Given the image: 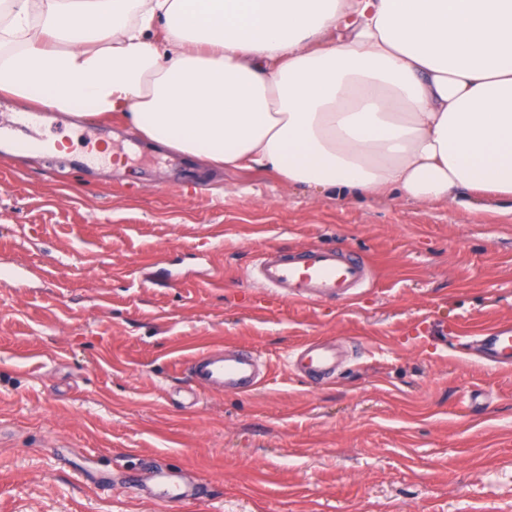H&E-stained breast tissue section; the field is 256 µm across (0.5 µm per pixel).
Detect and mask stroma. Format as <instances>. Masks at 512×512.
I'll return each mask as SVG.
<instances>
[{
  "label": "stroma",
  "instance_id": "1",
  "mask_svg": "<svg viewBox=\"0 0 512 512\" xmlns=\"http://www.w3.org/2000/svg\"><path fill=\"white\" fill-rule=\"evenodd\" d=\"M71 156L0 150V512H512V370L473 335L512 320V217L382 197L311 200L118 123L40 113ZM110 144L114 163L85 161ZM343 246L375 270L349 302H266L269 248ZM344 355L312 384L283 356ZM245 346L252 394L194 400L187 360ZM171 465L204 490L128 484ZM154 498L170 503H179L191 498H201L203 491L197 487L179 484L175 476L167 469L160 468L154 474L153 487L150 488Z\"/></svg>",
  "mask_w": 512,
  "mask_h": 512
}]
</instances>
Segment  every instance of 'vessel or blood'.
<instances>
[{"label": "vessel or blood", "mask_w": 512, "mask_h": 512, "mask_svg": "<svg viewBox=\"0 0 512 512\" xmlns=\"http://www.w3.org/2000/svg\"><path fill=\"white\" fill-rule=\"evenodd\" d=\"M248 277L253 285L276 299L349 301L370 284L374 272L363 258L346 249L314 245L298 253L268 250ZM476 340L490 362L512 366L511 321L479 331ZM285 362L292 372L312 383H324L336 374V350L327 342H305L287 354ZM187 369L200 391L225 390L247 395L260 385L266 365L257 353L214 346L196 353ZM151 492L153 497L170 503L202 495L200 488L179 484L163 468L155 472Z\"/></svg>", "instance_id": "vessel-or-blood-1"}]
</instances>
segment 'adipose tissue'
I'll list each match as a JSON object with an SVG mask.
<instances>
[{
    "mask_svg": "<svg viewBox=\"0 0 512 512\" xmlns=\"http://www.w3.org/2000/svg\"><path fill=\"white\" fill-rule=\"evenodd\" d=\"M0 95L317 198L512 214V0H0Z\"/></svg>",
    "mask_w": 512,
    "mask_h": 512,
    "instance_id": "1",
    "label": "adipose tissue"
}]
</instances>
